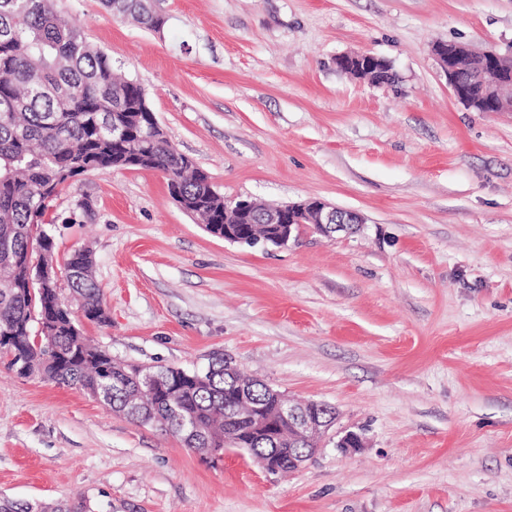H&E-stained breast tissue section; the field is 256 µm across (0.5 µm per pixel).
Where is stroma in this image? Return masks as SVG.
Returning <instances> with one entry per match:
<instances>
[{
	"label": "stroma",
	"instance_id": "35a3bbf8",
	"mask_svg": "<svg viewBox=\"0 0 512 512\" xmlns=\"http://www.w3.org/2000/svg\"><path fill=\"white\" fill-rule=\"evenodd\" d=\"M156 5L158 32L55 0L225 198L322 200L365 222L251 248L185 214L161 172L78 176L52 234L58 254L92 253L110 323L84 331L126 364L204 370L222 353L337 420L311 461L272 475L1 359L0 495L89 512H512V112L466 108L432 53L512 50V0ZM357 53L399 84L337 70ZM350 433L362 445L342 451Z\"/></svg>",
	"mask_w": 512,
	"mask_h": 512
}]
</instances>
